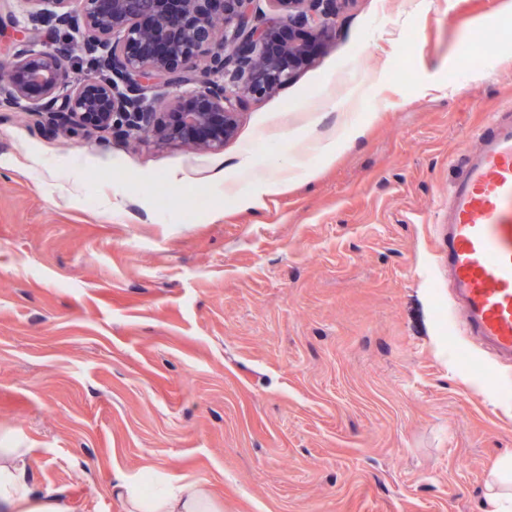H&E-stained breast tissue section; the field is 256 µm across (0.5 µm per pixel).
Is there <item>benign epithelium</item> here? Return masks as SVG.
<instances>
[{
	"mask_svg": "<svg viewBox=\"0 0 512 512\" xmlns=\"http://www.w3.org/2000/svg\"><path fill=\"white\" fill-rule=\"evenodd\" d=\"M45 8L39 25L68 27L83 20L84 45L108 76L68 86L70 57L61 48L21 49L0 65V111L25 109L38 123L63 133L151 134L194 149L214 151L234 137L248 101L288 83L314 60L313 44L329 36V20L349 0H270L288 26L310 41L280 40L281 22L263 17L255 0H30ZM221 24L224 38L215 34ZM212 50V72L200 68ZM190 87L169 111L145 104L157 78Z\"/></svg>",
	"mask_w": 512,
	"mask_h": 512,
	"instance_id": "7a95c632",
	"label": "benign epithelium"
}]
</instances>
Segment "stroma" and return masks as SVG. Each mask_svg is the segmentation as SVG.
<instances>
[{
	"label": "stroma",
	"mask_w": 512,
	"mask_h": 512,
	"mask_svg": "<svg viewBox=\"0 0 512 512\" xmlns=\"http://www.w3.org/2000/svg\"><path fill=\"white\" fill-rule=\"evenodd\" d=\"M498 3L351 0L217 151L0 112V444L33 485L68 512H125L113 475L148 469L223 512H485L512 364L448 320L443 225L512 106ZM31 12L0 0V58L63 46L101 76ZM475 30L500 34L480 66Z\"/></svg>",
	"instance_id": "obj_1"
}]
</instances>
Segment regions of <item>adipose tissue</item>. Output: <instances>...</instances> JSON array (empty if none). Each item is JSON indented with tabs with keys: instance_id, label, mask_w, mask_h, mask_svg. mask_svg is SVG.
<instances>
[{
	"instance_id": "1",
	"label": "adipose tissue",
	"mask_w": 512,
	"mask_h": 512,
	"mask_svg": "<svg viewBox=\"0 0 512 512\" xmlns=\"http://www.w3.org/2000/svg\"><path fill=\"white\" fill-rule=\"evenodd\" d=\"M32 464L26 448H0V512H66L55 494L38 492L27 478ZM153 493H145L142 481L116 474L112 489L124 501L127 512H223L206 484L159 477ZM487 512H512V456L499 458L489 472L484 492Z\"/></svg>"
}]
</instances>
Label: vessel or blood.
Wrapping results in <instances>:
<instances>
[{
  "instance_id": "obj_1",
  "label": "vessel or blood",
  "mask_w": 512,
  "mask_h": 512,
  "mask_svg": "<svg viewBox=\"0 0 512 512\" xmlns=\"http://www.w3.org/2000/svg\"><path fill=\"white\" fill-rule=\"evenodd\" d=\"M450 288L468 334L512 360V112L492 119L448 186Z\"/></svg>"
}]
</instances>
